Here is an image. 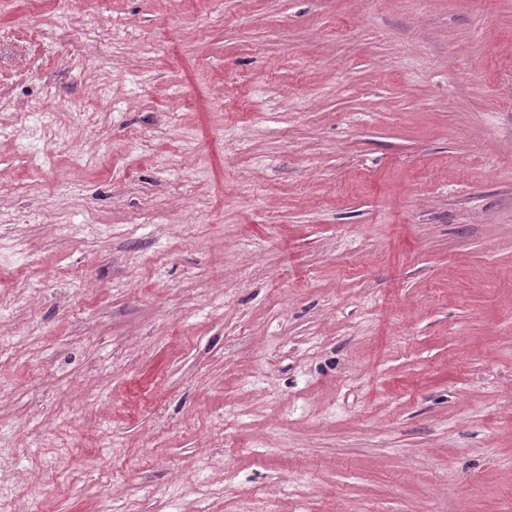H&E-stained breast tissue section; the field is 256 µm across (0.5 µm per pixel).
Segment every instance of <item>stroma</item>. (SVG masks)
Returning <instances> with one entry per match:
<instances>
[{"instance_id": "obj_1", "label": "stroma", "mask_w": 512, "mask_h": 512, "mask_svg": "<svg viewBox=\"0 0 512 512\" xmlns=\"http://www.w3.org/2000/svg\"><path fill=\"white\" fill-rule=\"evenodd\" d=\"M5 512H512V0H0Z\"/></svg>"}]
</instances>
